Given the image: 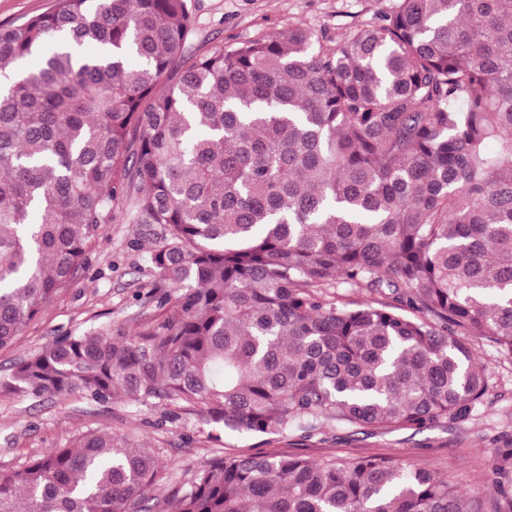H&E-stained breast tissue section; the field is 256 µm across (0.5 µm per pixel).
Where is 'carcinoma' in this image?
I'll use <instances>...</instances> for the list:
<instances>
[{
    "instance_id": "obj_1",
    "label": "carcinoma",
    "mask_w": 512,
    "mask_h": 512,
    "mask_svg": "<svg viewBox=\"0 0 512 512\" xmlns=\"http://www.w3.org/2000/svg\"><path fill=\"white\" fill-rule=\"evenodd\" d=\"M193 31L189 0L0 25V348L118 214L156 230L147 298L167 307L58 336L0 389L196 404L302 441L469 416L488 388L470 340L512 357V0H397L334 47L292 26L188 54ZM493 473L512 512L507 432ZM165 474L160 449L89 430L0 472V512H144ZM164 505L466 512L435 470L294 453L211 458Z\"/></svg>"
}]
</instances>
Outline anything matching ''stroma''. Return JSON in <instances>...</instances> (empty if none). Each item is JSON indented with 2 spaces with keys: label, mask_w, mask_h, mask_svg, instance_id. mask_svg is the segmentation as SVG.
I'll use <instances>...</instances> for the list:
<instances>
[{
  "label": "stroma",
  "mask_w": 512,
  "mask_h": 512,
  "mask_svg": "<svg viewBox=\"0 0 512 512\" xmlns=\"http://www.w3.org/2000/svg\"><path fill=\"white\" fill-rule=\"evenodd\" d=\"M395 3L191 0L194 35L187 50L200 54L219 44H235L291 26L312 29L335 45L350 31L379 21ZM154 241L145 225L122 219L106 225L91 247L89 268L23 329L12 349L0 350V377L9 375L16 358L53 337L108 324L138 331L158 320L160 309L146 298L156 279L148 262ZM471 345L487 374L488 391L469 419L375 434L327 425L299 450L310 458L381 455L433 469L457 487L469 512H490L496 498L492 473L496 439L501 432L512 433V359L484 340H472ZM104 428L162 449L168 462L167 479L151 491L158 501L188 480L191 469L215 455L296 450L281 437L228 433L212 441L218 428L206 422L198 406L174 415L165 406L127 405L120 395L100 405L79 397L59 401L0 391V471L19 469L50 449L70 446L82 433Z\"/></svg>",
  "instance_id": "35a3bbf8"
}]
</instances>
